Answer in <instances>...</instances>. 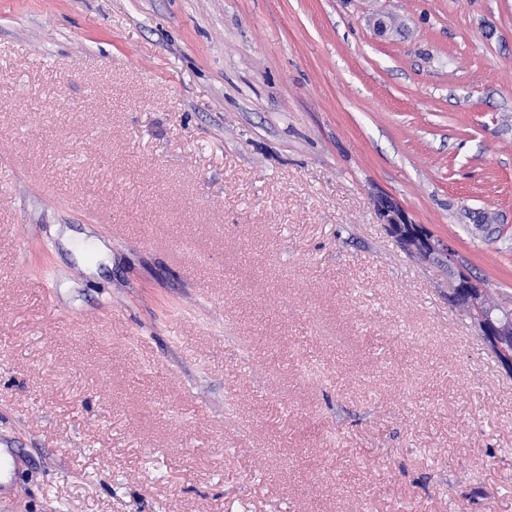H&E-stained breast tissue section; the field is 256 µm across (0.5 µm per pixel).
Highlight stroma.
Here are the masks:
<instances>
[{"label":"stroma","mask_w":512,"mask_h":512,"mask_svg":"<svg viewBox=\"0 0 512 512\" xmlns=\"http://www.w3.org/2000/svg\"><path fill=\"white\" fill-rule=\"evenodd\" d=\"M382 194L512 309V0H0V512H512Z\"/></svg>","instance_id":"35a3bbf8"}]
</instances>
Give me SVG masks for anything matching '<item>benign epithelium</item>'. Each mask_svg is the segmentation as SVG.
<instances>
[{
	"label": "benign epithelium",
	"mask_w": 512,
	"mask_h": 512,
	"mask_svg": "<svg viewBox=\"0 0 512 512\" xmlns=\"http://www.w3.org/2000/svg\"><path fill=\"white\" fill-rule=\"evenodd\" d=\"M378 210L390 229L404 237L411 249L425 257L437 260L444 257L448 263H453V249L414 226L397 202L381 196L378 199ZM452 299L472 312L481 335L489 337L500 348L509 343L512 338V313L503 316L489 309L484 289L463 270L457 271L455 276Z\"/></svg>",
	"instance_id": "1"
}]
</instances>
